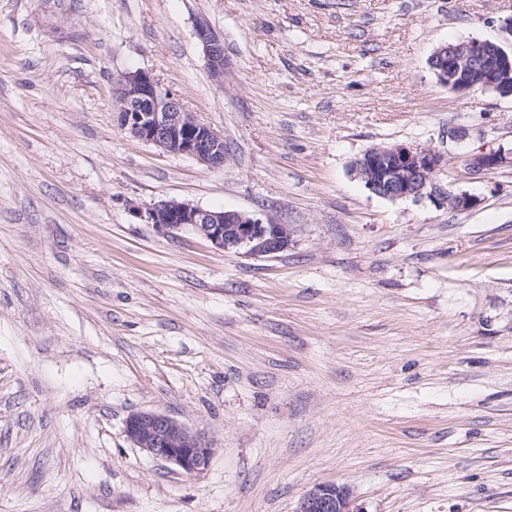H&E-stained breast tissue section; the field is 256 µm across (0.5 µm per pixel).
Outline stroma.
Wrapping results in <instances>:
<instances>
[{
	"instance_id": "35a3bbf8",
	"label": "stroma",
	"mask_w": 512,
	"mask_h": 512,
	"mask_svg": "<svg viewBox=\"0 0 512 512\" xmlns=\"http://www.w3.org/2000/svg\"><path fill=\"white\" fill-rule=\"evenodd\" d=\"M512 0H0V512H512V96L429 67L512 43ZM224 40L223 84L197 22ZM151 71L224 135L209 168L132 138L112 86ZM465 130L463 139L451 137ZM435 150L477 204L371 194L374 146ZM176 198L261 213L271 258L168 237ZM168 414L189 476L127 439ZM508 155H512V148L506 151L500 146L497 149L490 148L471 154L465 159L466 173L472 180L481 179L485 174L502 165ZM125 433L131 444L144 454L189 475L205 470L213 453L203 437L161 412L132 413L126 419ZM295 512H361L351 494L336 483L317 484L300 499Z\"/></svg>"
}]
</instances>
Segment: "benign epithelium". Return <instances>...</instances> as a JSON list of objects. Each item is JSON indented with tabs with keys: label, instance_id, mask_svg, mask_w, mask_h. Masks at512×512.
Returning a JSON list of instances; mask_svg holds the SVG:
<instances>
[{
	"label": "benign epithelium",
	"instance_id": "obj_1",
	"mask_svg": "<svg viewBox=\"0 0 512 512\" xmlns=\"http://www.w3.org/2000/svg\"><path fill=\"white\" fill-rule=\"evenodd\" d=\"M207 69L218 83L224 79V41L205 22L195 26ZM430 69L439 84L459 93L502 91L512 83V48L497 46L488 52V42L470 39L454 46L438 47ZM114 109L119 126L131 136L166 152L196 159L209 168L224 166V134L200 121L187 110L180 96L164 87L143 69L122 74L113 87ZM512 149L482 150L465 159L471 179L502 165ZM444 157L431 150L405 145L367 149L354 162L355 172L375 196L388 199L425 198L455 210L475 206L467 193L444 189L436 181ZM134 216L150 224L159 234L177 235L191 231L206 239L214 249L244 251L254 257H271L288 248L292 232L286 224H274L260 214L241 210L213 211L186 201L160 200ZM125 433L144 454L197 474L210 462L213 448L199 434L173 417L156 411H139L128 416ZM295 512H360L347 488L335 483L317 484L300 499Z\"/></svg>",
	"mask_w": 512,
	"mask_h": 512
}]
</instances>
